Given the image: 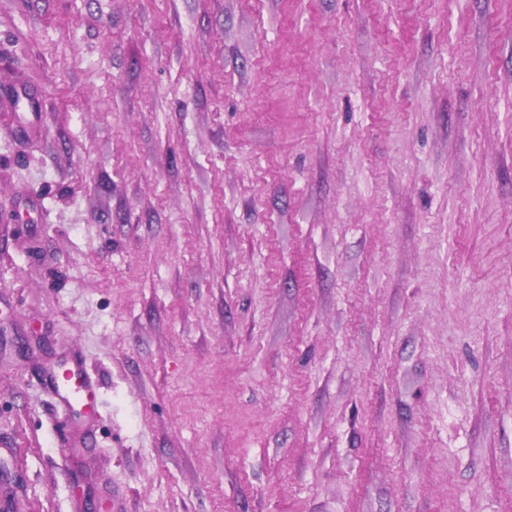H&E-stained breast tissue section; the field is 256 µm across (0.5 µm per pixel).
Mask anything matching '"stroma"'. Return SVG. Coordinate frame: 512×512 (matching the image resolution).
Here are the masks:
<instances>
[{
	"label": "stroma",
	"mask_w": 512,
	"mask_h": 512,
	"mask_svg": "<svg viewBox=\"0 0 512 512\" xmlns=\"http://www.w3.org/2000/svg\"><path fill=\"white\" fill-rule=\"evenodd\" d=\"M0 85V503L512 512V0H0ZM61 384L59 376L53 378V388L59 401L68 409L75 406L95 407L100 403V394L89 376L83 371L78 361H71L64 369Z\"/></svg>",
	"instance_id": "1"
}]
</instances>
